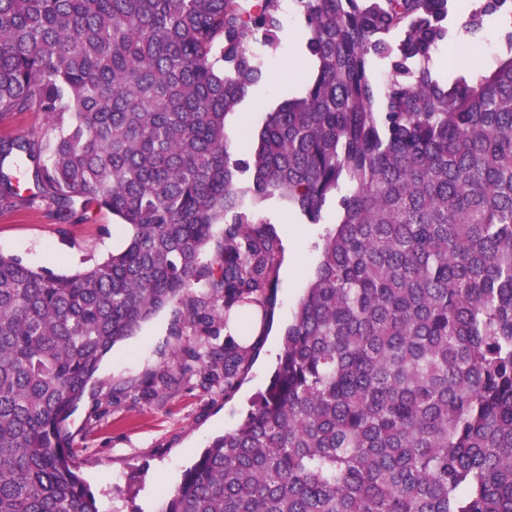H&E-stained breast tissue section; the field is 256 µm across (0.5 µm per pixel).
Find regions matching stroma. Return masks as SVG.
Listing matches in <instances>:
<instances>
[{
    "label": "stroma",
    "mask_w": 512,
    "mask_h": 512,
    "mask_svg": "<svg viewBox=\"0 0 512 512\" xmlns=\"http://www.w3.org/2000/svg\"><path fill=\"white\" fill-rule=\"evenodd\" d=\"M284 36L268 59L262 81L253 88L241 114L228 115L225 130L236 141L235 156L248 159L266 114L287 92L274 81L279 69L304 63L300 21L292 9L280 13ZM499 18H490L477 37L454 38L435 57L437 72L456 71L461 48L487 47L494 62L503 45ZM261 216L284 239L278 288L266 336L232 391L209 384L196 354L208 343L224 341V299L214 294L209 328L189 325V298H182L143 323L134 336L118 343L87 386L67 422L74 437L76 462L97 499L100 512H161L165 495L181 481L196 457L217 436L235 429L252 401L270 382L299 299L309 287L321 258L322 238L336 222L328 204L318 224L309 223L287 203L271 199ZM124 237L103 209L76 211L60 220L46 200H16L0 208V253L57 272L86 267L120 249Z\"/></svg>",
    "instance_id": "stroma-1"
}]
</instances>
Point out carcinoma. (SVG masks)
<instances>
[{
	"instance_id": "obj_1",
	"label": "carcinoma",
	"mask_w": 512,
	"mask_h": 512,
	"mask_svg": "<svg viewBox=\"0 0 512 512\" xmlns=\"http://www.w3.org/2000/svg\"><path fill=\"white\" fill-rule=\"evenodd\" d=\"M247 2L0 0V120L54 130L0 139V206L22 169L30 199L104 208L125 236L70 274L0 253V512H100L66 422L112 348L193 288L224 292V344L200 359L238 384L282 263L256 209L274 198L312 224L333 201L336 227L269 387L162 512H512V30L448 82L433 57L457 0H294L311 78L246 161L225 118L281 31V0ZM510 11L472 0L467 25ZM213 311L196 297L189 324ZM47 119L41 112L16 113L0 121V138L41 140L51 135Z\"/></svg>"
}]
</instances>
